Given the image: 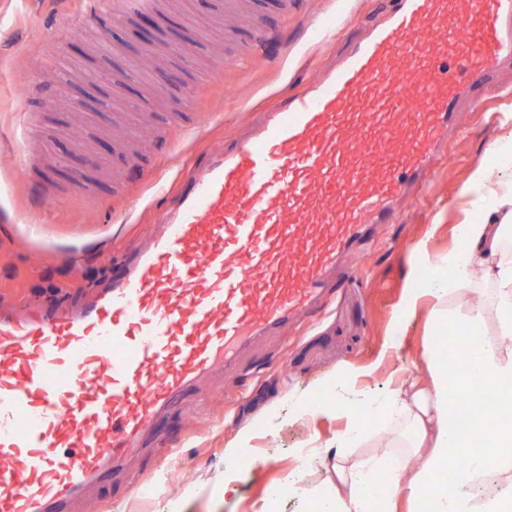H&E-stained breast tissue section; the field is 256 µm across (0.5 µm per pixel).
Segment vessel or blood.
<instances>
[{"instance_id":"obj_1","label":"vessel or blood","mask_w":512,"mask_h":512,"mask_svg":"<svg viewBox=\"0 0 512 512\" xmlns=\"http://www.w3.org/2000/svg\"><path fill=\"white\" fill-rule=\"evenodd\" d=\"M386 22L257 132L185 165L151 248L80 311L0 312V512H67L254 338L324 309L336 264L431 175L512 62V0H387ZM164 0H84L90 26Z\"/></svg>"}]
</instances>
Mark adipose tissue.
<instances>
[{"mask_svg":"<svg viewBox=\"0 0 512 512\" xmlns=\"http://www.w3.org/2000/svg\"><path fill=\"white\" fill-rule=\"evenodd\" d=\"M469 193L475 205L493 215V223L456 225L466 241L462 251L432 253L427 241L416 249L426 254L430 268L427 283L408 289L395 319L410 323L425 317L427 323L464 322L480 344L467 347L446 377L443 363L425 351L427 378L399 374L376 394L362 386L367 370L340 375L338 389L315 413H336L344 423L337 432L331 454L338 484L333 492L317 497L312 488L292 480L286 492L299 496L311 512H512V494L482 495L483 487L512 481V421L486 429L484 411H477L472 431L459 423V407L468 389L471 371H479L488 387L512 382V246L506 238L512 226V182L493 180L485 168L470 178ZM482 280H473V270ZM390 426V445L399 454L387 477H380L381 459L352 457L347 449L371 436L379 424ZM427 449L421 466H413L412 451ZM466 458L452 487L435 485L430 475L442 469L449 452Z\"/></svg>","mask_w":512,"mask_h":512,"instance_id":"obj_1","label":"adipose tissue"}]
</instances>
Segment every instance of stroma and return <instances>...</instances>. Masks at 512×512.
Here are the masks:
<instances>
[{
	"label": "stroma",
	"mask_w": 512,
	"mask_h": 512,
	"mask_svg": "<svg viewBox=\"0 0 512 512\" xmlns=\"http://www.w3.org/2000/svg\"><path fill=\"white\" fill-rule=\"evenodd\" d=\"M224 2L168 0L174 20L206 35L205 43L193 47L191 72L214 65L211 44L229 49L251 42L248 23L254 17L271 31L264 49L199 91L192 111H180L174 88L128 92L137 133L128 140L112 135L124 125L122 113L97 125L88 122V111L98 110L112 89L86 83L83 72L72 77L90 99L89 110L58 107L47 48L68 27L76 0H0L1 310L50 299L78 306L105 287L115 262L160 232L156 186H172L191 156L246 134L282 95L304 90L337 65L349 41L380 19L383 0H238L220 27L212 18ZM324 19L336 22L335 39L327 43L312 31ZM139 24L135 18L125 27L106 24L81 34L76 58H97L103 69L127 61L152 76L168 59L138 56ZM103 38L112 41L117 56L97 57ZM229 88L237 96L231 103L225 100ZM476 94L486 111L462 110L460 130L449 137L429 184L414 187L396 223L376 227L368 251L352 260V274L325 310L252 342L236 365L201 380L172 420L144 439L143 451L113 473L110 484L76 501L72 512H253L264 501L271 512H303L298 497L270 496L292 474L316 493H328L334 474L299 451L333 441L344 423L332 413L310 416L311 398L350 368L373 366L363 383L376 392L392 374L423 375L426 348L438 346L437 328L415 321L403 332L402 349L386 350L396 329L394 309L405 289L419 287L417 271L427 264L414 246L425 238L430 250H450L456 224L486 217L464 189L477 167L498 172L489 148L512 134V68L489 76ZM18 112L46 113L49 125L60 129L55 149L66 155L71 177L52 174L46 186L26 178L14 127ZM77 172L93 173L96 204L84 203V188L73 180ZM433 224L439 231L431 238ZM244 430L251 435L252 461L225 480L224 450Z\"/></svg>",
	"instance_id": "stroma-1"
}]
</instances>
